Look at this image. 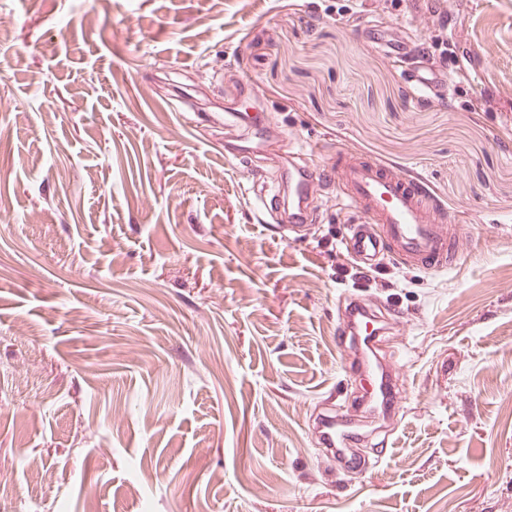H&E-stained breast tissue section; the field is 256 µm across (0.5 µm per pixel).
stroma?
<instances>
[{"mask_svg": "<svg viewBox=\"0 0 512 512\" xmlns=\"http://www.w3.org/2000/svg\"><path fill=\"white\" fill-rule=\"evenodd\" d=\"M367 26L454 44L448 92ZM340 149L426 184L455 266L354 279L341 172L263 222ZM0 264V512H512V0H0ZM358 302L403 361L378 426ZM365 43L376 49H382L390 55L399 56L407 53L408 44L395 39L388 38L384 33L369 29L364 33ZM429 66V63H417L416 69L411 74V82L417 89L425 92H433L446 84V80L439 79L432 70L428 69ZM333 178V170L294 164L288 172V201H291L293 205H288V209H282L280 192L269 191L261 198L263 215H270L275 218V226L282 233L299 231L303 224L312 220V216L306 207L310 182L314 179L329 182L333 181ZM344 426H346L345 419L336 416V414L327 416L318 423L317 433L320 443L331 457L337 456L339 459L344 458L343 455L336 454V448L343 447L348 438V433L345 428H343Z\"/></svg>", "mask_w": 512, "mask_h": 512, "instance_id": "35a3bbf8", "label": "stroma"}]
</instances>
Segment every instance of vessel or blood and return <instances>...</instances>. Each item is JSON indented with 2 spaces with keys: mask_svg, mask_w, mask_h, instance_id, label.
<instances>
[{
  "mask_svg": "<svg viewBox=\"0 0 512 512\" xmlns=\"http://www.w3.org/2000/svg\"><path fill=\"white\" fill-rule=\"evenodd\" d=\"M365 43L389 54H405V42L388 38L375 30H367ZM417 89L431 92L439 88L441 79L429 70L427 63L417 64L411 74ZM336 165L346 176L349 186L347 202L363 217L351 225L345 244L358 263L376 267L381 257L390 255L428 271H440L457 259L452 239L444 229V219L426 194L422 184L362 156L337 152ZM333 171L294 165L288 172L290 206H282L279 192L266 193L261 202L264 214L276 220L283 233L299 231L310 222L306 207L309 184L313 180L332 181ZM344 418L332 415L321 419L317 433L328 454L343 447L347 432Z\"/></svg>",
  "mask_w": 512,
  "mask_h": 512,
  "instance_id": "b4317fda",
  "label": "vessel or blood"
}]
</instances>
